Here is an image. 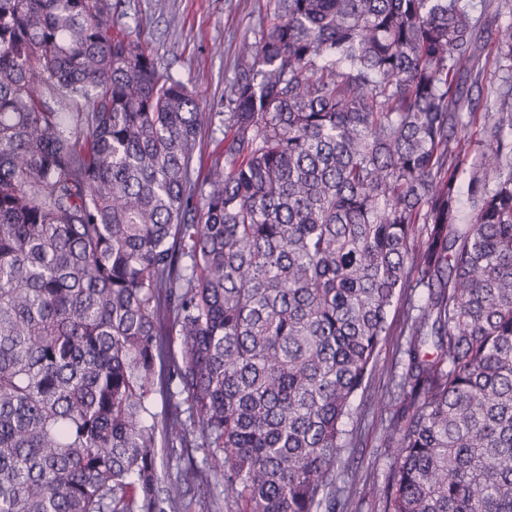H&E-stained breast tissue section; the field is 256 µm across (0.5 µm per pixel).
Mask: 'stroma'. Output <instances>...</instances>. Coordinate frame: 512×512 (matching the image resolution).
<instances>
[{
    "label": "stroma",
    "mask_w": 512,
    "mask_h": 512,
    "mask_svg": "<svg viewBox=\"0 0 512 512\" xmlns=\"http://www.w3.org/2000/svg\"><path fill=\"white\" fill-rule=\"evenodd\" d=\"M272 8L273 0H125L115 19L117 27L140 29L159 72L182 81L213 112L211 126L200 135L205 160L214 159L224 137L226 98L242 43L255 39ZM394 387L388 376L373 379L344 422V464L336 486L351 512H381L373 491L384 485L393 459L382 444L390 413L376 398ZM182 512H228L223 479L187 484Z\"/></svg>",
    "instance_id": "stroma-1"
}]
</instances>
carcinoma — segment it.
<instances>
[{"mask_svg":"<svg viewBox=\"0 0 512 512\" xmlns=\"http://www.w3.org/2000/svg\"><path fill=\"white\" fill-rule=\"evenodd\" d=\"M504 7L274 0L199 185L213 113L119 0H0V512H177L217 475L229 512H348L395 306L383 512H512V80L479 112ZM160 435L208 467L161 485ZM405 336H392V341L379 354V362L393 365L392 381L386 374L376 376L364 392L359 391L353 402L350 418L344 422V444L341 456L344 464L336 479L342 499H349L352 512H381V503L373 490L382 487L392 467V449L384 448L382 434L389 423L390 413L381 408L374 395L388 394L399 381L404 363L402 353ZM398 341V342H397Z\"/></svg>","mask_w":512,"mask_h":512,"instance_id":"1","label":"carcinoma"}]
</instances>
